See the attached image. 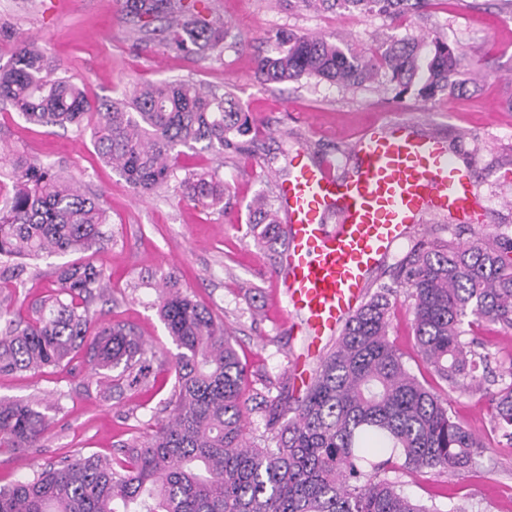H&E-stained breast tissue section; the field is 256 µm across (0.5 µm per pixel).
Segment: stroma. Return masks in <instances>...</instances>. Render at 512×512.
Segmentation results:
<instances>
[{
    "instance_id": "1",
    "label": "stroma",
    "mask_w": 512,
    "mask_h": 512,
    "mask_svg": "<svg viewBox=\"0 0 512 512\" xmlns=\"http://www.w3.org/2000/svg\"><path fill=\"white\" fill-rule=\"evenodd\" d=\"M200 7L210 21L229 28L226 40L204 59L165 48L164 21H157L155 30L135 32L121 0H0V65L9 62L17 40L27 39L60 60L64 76L96 103L164 79H193L224 89L249 113L253 133L222 154L185 150L179 164L218 170L237 203L234 213L225 216L182 199L170 186L138 195L99 158L89 134L30 124L3 104L0 180L10 170L9 158L19 155L53 164L96 193L112 232L111 241L93 255L112 283L111 301L92 305L97 320L128 325L157 350L172 349L154 307L153 284L160 274L177 272L194 298L223 320L248 368L252 394L277 383L306 352L300 321L289 315L279 285L286 244L260 247L247 231L248 204L263 192L277 195L291 157L300 154L311 163L335 159L342 177L356 165L350 143L366 128L402 119L419 132H443L449 153L477 174L475 191L488 233L512 234V12L502 10L501 0H448L447 8L394 19L295 14L281 0H202ZM382 29L399 37L435 31L456 44L465 57L460 78L466 91L421 100L397 97L386 81L345 89L314 78L265 86L255 79L256 60L273 52L277 31L337 34L358 45ZM62 262L59 256L26 261V296L16 301L17 310H26L52 286ZM389 338L407 368L427 387H436V377L418 356L405 296L394 301ZM172 385V374L158 360L147 384L111 398L100 394L96 376L79 358L43 373L0 375V398L46 399L57 388L68 394L40 447L0 450V486L32 476L67 454H112L115 441L145 433ZM447 398L456 420L492 448L469 471L398 473L404 492L444 512L462 503L512 512V448L494 443L488 391H451Z\"/></svg>"
}]
</instances>
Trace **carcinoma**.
I'll use <instances>...</instances> for the list:
<instances>
[{
	"mask_svg": "<svg viewBox=\"0 0 512 512\" xmlns=\"http://www.w3.org/2000/svg\"><path fill=\"white\" fill-rule=\"evenodd\" d=\"M314 12L358 11L391 17L423 12L438 0H286ZM199 0H123L138 31L168 22L165 47L205 56L226 38L198 8ZM376 47L357 50L342 39L282 31L273 54L257 60L264 84L302 77L342 86L383 76L397 94L433 99L460 89L461 55L439 36L374 35ZM34 43L17 45L0 67V102L26 121L90 130L100 158L137 192L149 195L179 181L187 197L227 213L233 197L215 169L178 176L181 148L198 143L218 153L249 135V115L228 93L183 79L136 87L121 100L88 101ZM12 193L0 199V374L56 367L79 351L98 386L112 392L114 369L139 384L156 359L154 347L121 324L97 323L92 301L109 284L105 270L85 259L56 270L55 287L26 317L14 310L23 287L20 260L86 253L107 240L109 215L97 197L49 163L17 157ZM257 240L283 234L278 208L260 194L248 209ZM410 299L423 364L451 390L494 386L492 429L512 447V357L486 376L490 353L464 328L472 317L512 330V236L476 234L461 241L418 239L391 283L377 286L348 320L295 399L244 395L248 372L224 323L179 285L161 275L156 307L175 345L174 373L163 411L145 435L115 444L112 459L72 454L10 486H0V512H444L406 496L392 469L475 468L487 444L448 411V399L427 388L389 339L391 297ZM67 393L55 401L0 399V449L38 448ZM268 435H252L251 414Z\"/></svg>",
	"mask_w": 512,
	"mask_h": 512,
	"instance_id": "cac0c4a2",
	"label": "carcinoma"
}]
</instances>
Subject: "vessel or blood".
<instances>
[{"label": "vessel or blood", "instance_id": "obj_1", "mask_svg": "<svg viewBox=\"0 0 512 512\" xmlns=\"http://www.w3.org/2000/svg\"><path fill=\"white\" fill-rule=\"evenodd\" d=\"M355 172L344 179L335 165L303 157L278 186L288 217L282 256L289 312L305 325L309 353L332 340L360 304L369 272L430 215L471 219L475 174L449 154L437 133L419 134L404 121L366 132L351 147ZM336 226H328L329 214Z\"/></svg>", "mask_w": 512, "mask_h": 512}]
</instances>
